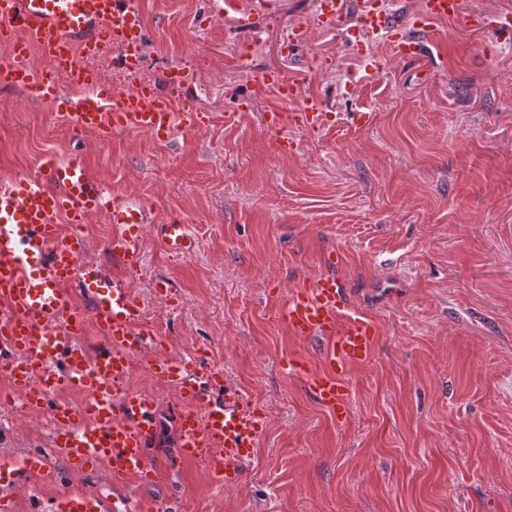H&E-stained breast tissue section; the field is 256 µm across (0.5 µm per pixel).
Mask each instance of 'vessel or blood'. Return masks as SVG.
<instances>
[{
  "instance_id": "obj_1",
  "label": "vessel or blood",
  "mask_w": 512,
  "mask_h": 512,
  "mask_svg": "<svg viewBox=\"0 0 512 512\" xmlns=\"http://www.w3.org/2000/svg\"><path fill=\"white\" fill-rule=\"evenodd\" d=\"M222 9L263 17L271 0H224ZM352 12L359 24L343 27ZM315 19L314 28L344 30L347 42L359 47L369 40H387L405 59L421 54L419 33L440 20L461 31H485L500 44L512 42L511 13L488 18L463 11L460 0H420L411 33L395 21L387 0H315ZM0 38L14 43L12 61L0 63V85L49 101L74 133L94 131L107 138L118 130L144 131L166 142L179 127L198 129L209 121L205 112L175 106L176 100L194 96L186 67L169 70L167 94L143 83L119 97L89 67V59L118 47L123 66L139 68L145 30L135 0H0ZM33 46L49 68L29 63ZM65 86L70 94H62ZM255 89L301 103L291 114L267 113L270 128L281 130L292 122L311 130L332 128L341 136L347 132L335 125L321 99L303 95L279 72L263 73ZM100 212L107 213L112 226L108 247L113 256L134 262L149 221L145 205L134 196L109 198L81 157L47 161L37 179L0 183V378L13 395L12 413L42 411L50 422L53 448L72 470L101 466L116 483L131 478L153 482L156 473L148 463L147 443L157 429V404L147 393L124 387L134 359L140 357L153 378L177 393L181 459L203 461L213 481L238 485L241 467L265 430L264 420L236 392L224 390L222 369L162 352L154 332L141 328L140 308L127 285L106 279L97 266L83 262L88 240L82 227ZM64 222L70 224V233L61 232ZM156 230L171 253L195 248L180 220L170 219ZM74 289L88 298L90 308L72 302ZM280 316L294 336L317 341L321 350L315 373H307L298 359L289 360V372L302 377L311 397L337 422H347L351 406L346 374L371 359L377 342L371 316L351 307L332 274L292 291ZM91 320L101 335L93 353L81 342ZM70 390L86 396V404L57 401L58 392ZM31 471L45 482L57 480L37 455L20 468L0 466V512H8L10 490ZM102 503L96 493H67L56 501L54 512H101Z\"/></svg>"
}]
</instances>
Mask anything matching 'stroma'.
Masks as SVG:
<instances>
[{
  "mask_svg": "<svg viewBox=\"0 0 512 512\" xmlns=\"http://www.w3.org/2000/svg\"><path fill=\"white\" fill-rule=\"evenodd\" d=\"M149 39L138 72L93 59L121 96L189 69L201 129L169 142L141 131L75 134L53 107L0 87V178H35L50 159L81 156L114 195L144 201L136 265L110 254L106 213L90 217L86 260L125 281L175 357L222 368L266 418L241 484L214 482L178 457L175 390L136 360L125 387L159 403L148 449L155 482L122 484L70 471L46 448L43 414L15 418L0 384V464L40 452L72 492L106 501L177 500L182 512H512V43L435 23L424 54L369 53L342 32H314L294 53L291 30L312 25L314 0H275L273 15H216L212 0H139ZM281 71L320 96L335 130L268 128L279 101L252 89ZM370 125L351 127L357 112ZM176 216L196 246L176 256L154 226ZM333 273L378 326L372 359L347 376L352 416L337 424L285 368L317 367L314 342L278 314L289 293ZM176 285L167 303L154 284Z\"/></svg>",
  "mask_w": 512,
  "mask_h": 512,
  "instance_id": "1",
  "label": "stroma"
}]
</instances>
